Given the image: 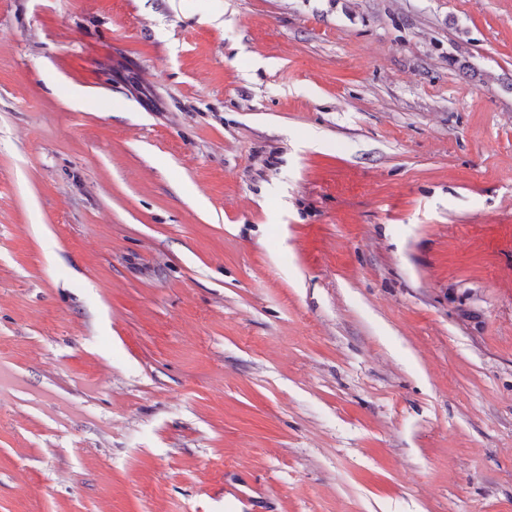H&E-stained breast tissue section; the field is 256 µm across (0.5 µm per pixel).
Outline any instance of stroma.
<instances>
[{"label":"stroma","instance_id":"35a3bbf8","mask_svg":"<svg viewBox=\"0 0 512 512\" xmlns=\"http://www.w3.org/2000/svg\"><path fill=\"white\" fill-rule=\"evenodd\" d=\"M0 512H512V0H0Z\"/></svg>","mask_w":512,"mask_h":512}]
</instances>
